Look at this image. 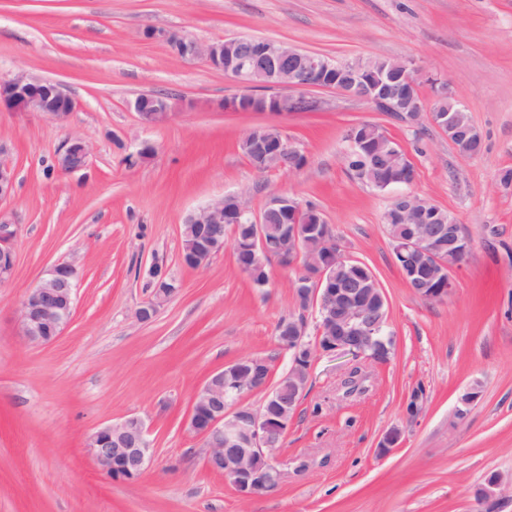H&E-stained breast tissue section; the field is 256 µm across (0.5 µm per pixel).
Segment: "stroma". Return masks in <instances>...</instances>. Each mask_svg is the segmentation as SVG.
Returning <instances> with one entry per match:
<instances>
[{
  "mask_svg": "<svg viewBox=\"0 0 512 512\" xmlns=\"http://www.w3.org/2000/svg\"><path fill=\"white\" fill-rule=\"evenodd\" d=\"M202 42L254 36L339 62L407 58L447 80L482 135L464 157L430 122L413 127L333 90L308 91V112L222 110L242 85L184 60L146 29ZM20 72L63 85L75 107L59 121L0 112L15 171V269L0 284V512H483L473 492L499 477L512 512V0H0V79ZM167 95L169 119L145 125L131 103ZM377 124L416 169L410 192L452 213L471 242L454 288L421 299L397 267L383 216L393 195L352 178L345 133ZM281 126L307 156L295 171L257 172L239 144ZM86 169L55 162L72 136ZM152 154L126 158L141 144ZM313 204L348 257L376 275L395 337L390 360L318 354L281 446L272 492L240 498L205 464L187 421L207 377L242 356L273 379L291 355L276 338L294 312L297 266L268 264L257 288L232 241L199 268L181 256V228L213 200L239 195L261 212L272 195ZM77 270L75 308L61 336L32 347L15 335L18 306L57 262ZM177 293L147 322L153 268ZM478 386L479 398L460 396ZM421 411L408 419L414 390ZM141 417L154 453L143 477L115 483L88 448L97 427ZM398 446L375 449L392 428Z\"/></svg>",
  "mask_w": 512,
  "mask_h": 512,
  "instance_id": "obj_1",
  "label": "stroma"
}]
</instances>
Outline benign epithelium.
<instances>
[{
    "instance_id": "benign-epithelium-1",
    "label": "benign epithelium",
    "mask_w": 512,
    "mask_h": 512,
    "mask_svg": "<svg viewBox=\"0 0 512 512\" xmlns=\"http://www.w3.org/2000/svg\"><path fill=\"white\" fill-rule=\"evenodd\" d=\"M145 37L162 41L171 53L181 59L203 58L215 70L250 89L224 100L221 106L234 112H270L283 114L311 109L313 101L303 96L281 94H255L256 88L305 91L314 88L330 89L357 97L377 111L392 112L398 106L405 108V117L413 121L419 114L435 117L439 128H446L456 136L476 139L472 131L457 126L456 113L465 111L457 102L455 111L433 113V100L414 93L422 77L421 69L411 59L397 64L401 75L394 81L384 72L374 71L376 59L359 58L338 62L317 53L304 51L281 41L257 37H237L229 42H201L164 30L148 29ZM141 122L156 125L170 115L167 99L156 93H143L132 103ZM74 108L73 100L63 88L50 80L27 73H19L9 80L0 81V109L13 112H42L64 121ZM245 138L254 144L258 161L254 169L261 173L270 169V163L283 155L298 158L303 152L284 130L274 125L251 128ZM89 149L83 139L70 138L58 159V169L73 173L87 165ZM14 191V171L0 161V202ZM400 203L399 219L412 224L411 237L398 241L395 252L401 259L409 253H418L426 270L433 273L442 265L440 255L448 252L454 261L448 270V287L422 295L424 299H438L453 288V272L460 269L468 256L469 241L453 215L448 224L431 232L421 219L432 210L433 203L413 193L396 196ZM293 207L299 216L305 207L285 195L270 199L267 207L254 214L238 196L221 197L190 214L186 223L198 225L197 234L182 252L185 265L201 267L224 249V225H230L232 235H237V225H253L252 239L262 247L264 262L275 259L292 264L302 259L301 269L308 279L299 282L309 309L320 314L315 343L306 340L308 320L290 317L279 327L278 342L290 351L306 350L314 353L352 352L364 354V348L375 342L379 326L365 320L372 298L381 293L374 276L370 275L353 288L336 287L331 267L347 259L333 228L318 217L321 224L319 242H301L298 235L289 241L288 250H276L265 242V225L270 223L272 210L281 206ZM17 234L16 224L0 213V283L9 280L14 272L15 256L12 241ZM75 268L69 262L55 264L46 277L23 298L17 313L16 332L20 340L30 346H44L60 336L74 311ZM177 288L159 277L153 297L140 307L136 316L146 322L158 313ZM243 381L224 380V371L211 373L195 395L188 424L191 431L203 439L207 453L206 466L214 473H224L233 479L237 493L243 498L267 492L280 480L276 468L275 452L280 446L279 435L285 425L276 411L258 408L239 418L241 407L227 399V390H238ZM89 448L99 471L116 482L133 483L143 476L153 454V442L144 421L136 416L99 427L91 436ZM266 457L269 475L263 481L253 479V461ZM499 479L488 478L475 489L474 495L481 504L496 503Z\"/></svg>"
}]
</instances>
